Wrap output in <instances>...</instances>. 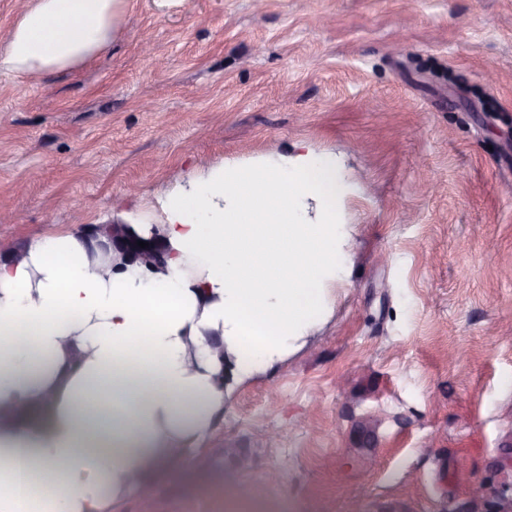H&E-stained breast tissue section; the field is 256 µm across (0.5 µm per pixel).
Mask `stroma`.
<instances>
[{
	"label": "stroma",
	"mask_w": 512,
	"mask_h": 512,
	"mask_svg": "<svg viewBox=\"0 0 512 512\" xmlns=\"http://www.w3.org/2000/svg\"><path fill=\"white\" fill-rule=\"evenodd\" d=\"M335 155L326 319L235 381L203 473L123 512L512 505V0H130L91 63L0 71V244L213 162Z\"/></svg>",
	"instance_id": "obj_1"
}]
</instances>
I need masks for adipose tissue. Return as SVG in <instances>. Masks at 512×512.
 I'll return each instance as SVG.
<instances>
[{
	"mask_svg": "<svg viewBox=\"0 0 512 512\" xmlns=\"http://www.w3.org/2000/svg\"><path fill=\"white\" fill-rule=\"evenodd\" d=\"M128 0H31L0 70L45 75L94 60ZM335 157L297 144L211 164L155 196L170 256L151 270L90 257L74 232L0 258V512H107L204 466L239 377L283 359L329 311L345 261Z\"/></svg>",
	"mask_w": 512,
	"mask_h": 512,
	"instance_id": "adipose-tissue-1",
	"label": "adipose tissue"
}]
</instances>
